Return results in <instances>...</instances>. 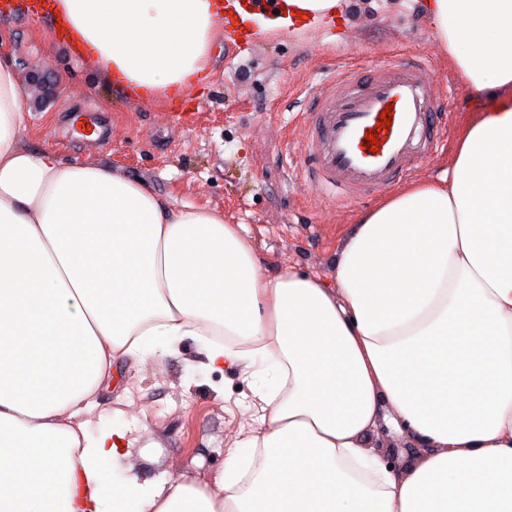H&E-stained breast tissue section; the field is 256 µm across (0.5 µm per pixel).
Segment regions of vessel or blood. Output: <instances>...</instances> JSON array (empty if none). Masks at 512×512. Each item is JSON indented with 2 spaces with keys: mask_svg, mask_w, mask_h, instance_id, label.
<instances>
[{
  "mask_svg": "<svg viewBox=\"0 0 512 512\" xmlns=\"http://www.w3.org/2000/svg\"><path fill=\"white\" fill-rule=\"evenodd\" d=\"M311 107L302 173L318 193L341 203H359L402 180L438 149L443 104L428 64L418 57L382 65L367 76H331ZM387 108L393 112L391 127L377 131ZM369 131L379 134L378 152L365 147Z\"/></svg>",
  "mask_w": 512,
  "mask_h": 512,
  "instance_id": "1",
  "label": "vessel or blood"
}]
</instances>
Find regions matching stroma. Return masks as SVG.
<instances>
[{"label": "stroma", "instance_id": "stroma-1", "mask_svg": "<svg viewBox=\"0 0 512 512\" xmlns=\"http://www.w3.org/2000/svg\"><path fill=\"white\" fill-rule=\"evenodd\" d=\"M405 56L427 59L447 98L441 149L411 174L436 181L472 101L448 74L422 0H349L343 21L330 28L257 31L242 48L218 42L212 76L190 91L180 122L171 117L176 100L139 105L115 93L50 36L46 22L28 16L26 0H12L0 14V60L12 64L31 97L29 145L118 168L161 198L221 211L226 223L245 226L268 277L293 266L333 280L357 217L387 198L383 190L350 207L323 199L300 171L299 147L311 97L326 77L363 75ZM78 116L98 127L97 138L75 132ZM97 401L94 426L130 429V460L142 476L201 483L223 469L226 449L253 417L248 383L235 371L204 367L190 339L174 356L119 361Z\"/></svg>", "mask_w": 512, "mask_h": 512}]
</instances>
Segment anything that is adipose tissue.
Returning <instances> with one entry per match:
<instances>
[{"label":"adipose tissue","instance_id":"adipose-tissue-1","mask_svg":"<svg viewBox=\"0 0 512 512\" xmlns=\"http://www.w3.org/2000/svg\"><path fill=\"white\" fill-rule=\"evenodd\" d=\"M282 3L262 30L348 7ZM229 5L53 3L66 50L129 96L188 92ZM423 10L475 107L446 184L361 214L330 283L263 276L222 212L29 147L0 61V512H512V0ZM187 338L252 391L255 424L206 488L141 477L125 428H90L115 360ZM381 418L418 446L402 469L371 443Z\"/></svg>","mask_w":512,"mask_h":512}]
</instances>
